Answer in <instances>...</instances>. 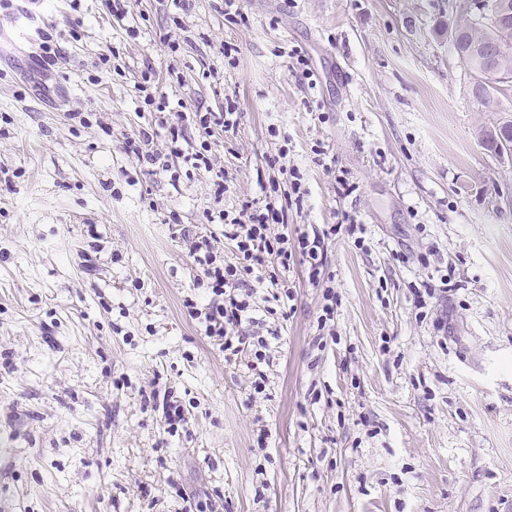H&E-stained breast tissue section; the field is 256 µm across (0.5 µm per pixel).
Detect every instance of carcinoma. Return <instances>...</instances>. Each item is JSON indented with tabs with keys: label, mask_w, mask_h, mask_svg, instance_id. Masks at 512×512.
Here are the masks:
<instances>
[{
	"label": "carcinoma",
	"mask_w": 512,
	"mask_h": 512,
	"mask_svg": "<svg viewBox=\"0 0 512 512\" xmlns=\"http://www.w3.org/2000/svg\"><path fill=\"white\" fill-rule=\"evenodd\" d=\"M485 16L475 19L465 8L456 7L455 21L448 29L452 47L475 74L473 96L487 112H496L499 100L493 92H504L512 80V0H477ZM488 150L500 155L512 150V121L481 131Z\"/></svg>",
	"instance_id": "obj_1"
}]
</instances>
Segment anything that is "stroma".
I'll use <instances>...</instances> for the list:
<instances>
[{
    "mask_svg": "<svg viewBox=\"0 0 512 512\" xmlns=\"http://www.w3.org/2000/svg\"><path fill=\"white\" fill-rule=\"evenodd\" d=\"M239 10L0 6V27L27 34L0 51V512H512V157L477 135L512 121V89L497 112L473 97L452 0ZM47 34L59 53L43 66ZM295 49L312 81L292 71ZM148 66L161 114L134 87ZM229 101L238 125L214 129L212 170L126 155L142 127H189ZM292 167L306 195L290 224L347 216L364 243L325 242L334 335L317 329L304 265L287 273L292 311L258 286V394L250 356L187 313L207 292L183 230L220 236L204 216L216 170L235 211ZM164 389L185 408L174 434L152 399Z\"/></svg>",
    "mask_w": 512,
    "mask_h": 512,
    "instance_id": "1",
    "label": "stroma"
}]
</instances>
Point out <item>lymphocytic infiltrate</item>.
Segmentation results:
<instances>
[{
  "instance_id": "1",
  "label": "lymphocytic infiltrate",
  "mask_w": 512,
  "mask_h": 512,
  "mask_svg": "<svg viewBox=\"0 0 512 512\" xmlns=\"http://www.w3.org/2000/svg\"><path fill=\"white\" fill-rule=\"evenodd\" d=\"M194 124L203 139L199 147L184 152L181 143L186 135L182 130L170 132L167 152L155 150L154 135L141 130L138 138L127 140L124 150L140 163H147L168 170L169 157L175 156L190 162L193 168L210 167L208 140L213 128L230 131L238 122L235 104H227L221 112H195ZM289 202L267 199L264 206L243 201L238 213L219 210L218 218L224 226V237L235 244V262L223 263L217 258L215 239L200 234L192 235L189 252L197 273L194 285L208 290L206 303L191 304L190 315L204 327L206 337L218 342L222 350L238 355L252 353L256 361H263L262 351L253 350L252 342L242 327L250 311V299L256 285H278V276H265L268 257H275L282 269H289L291 262L299 260L308 265V280L319 286L324 271L323 256L326 239L338 234L339 225L314 234L290 231L288 223Z\"/></svg>"
}]
</instances>
